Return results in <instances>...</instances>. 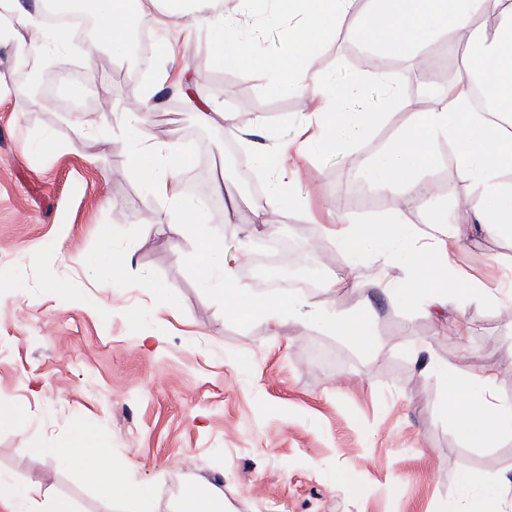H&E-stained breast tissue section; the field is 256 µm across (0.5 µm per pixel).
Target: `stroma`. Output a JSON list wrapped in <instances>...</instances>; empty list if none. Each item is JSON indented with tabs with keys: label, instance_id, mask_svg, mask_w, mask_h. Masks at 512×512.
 I'll return each mask as SVG.
<instances>
[{
	"label": "stroma",
	"instance_id": "obj_1",
	"mask_svg": "<svg viewBox=\"0 0 512 512\" xmlns=\"http://www.w3.org/2000/svg\"><path fill=\"white\" fill-rule=\"evenodd\" d=\"M152 32L135 66L101 30L96 55L79 42L63 52L46 49L38 60L43 74L93 75L52 100L36 83L15 81L16 54L0 48V400L19 412L16 423L0 427V479L48 488L75 512H140L145 505L179 512L190 489L216 493L221 512H265L273 501L287 512H458L465 474L481 512V491L495 476L512 475V437L490 448L463 442L439 410L446 396L440 375L422 371L411 352L463 378L493 365L497 395L512 403V307L461 294L455 307L470 330L459 339L451 318L402 307L385 293L381 280L403 271L373 255L355 284L315 298L323 307L371 309L373 348L308 323L277 339L260 317L225 310L223 283L188 260L196 235L171 243L164 202L128 169L137 133L89 139L74 151L67 144L78 123L107 120L135 88H150L147 134L191 158L207 155V180L224 177L237 196L239 212L228 224L210 192H181L206 231L223 240L213 262L235 267L238 295L246 298L263 290L252 274L261 235L250 224L266 183L260 166L276 165L278 146L302 114L266 74L219 66L221 49L205 31L170 23ZM360 50L336 30L314 66L338 84H358L346 111L383 105L386 123L352 147L301 162L295 179L316 193L285 210L276 231L328 282L349 277L344 255L330 267L321 257L332 244L330 216L357 225L398 211L406 224L429 231L426 211L378 192L361 169L459 74V54L446 39L433 61L386 54L391 67L383 81L360 70ZM171 54L188 74L202 62L216 68L217 82L198 84L193 96L231 113L236 136L225 137L220 124L201 126L180 89L160 82ZM393 87L401 101L390 105ZM71 94L94 95L96 105L67 112ZM433 152L423 183L447 203L475 197L457 177V146L442 140ZM448 217L460 234L464 269L494 280L512 268V237L473 231L464 210ZM116 224L123 227L117 236ZM104 250L116 257L109 288L81 263ZM84 427L122 468L131 497L103 498L80 470L52 456L73 446Z\"/></svg>",
	"mask_w": 512,
	"mask_h": 512
}]
</instances>
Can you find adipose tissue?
Listing matches in <instances>:
<instances>
[{"label":"adipose tissue","mask_w":512,"mask_h":512,"mask_svg":"<svg viewBox=\"0 0 512 512\" xmlns=\"http://www.w3.org/2000/svg\"><path fill=\"white\" fill-rule=\"evenodd\" d=\"M95 16L105 24L113 43H126L138 27L153 24L156 15L142 11L140 0H93ZM286 8L300 25L288 28L287 71L253 51L241 34L239 16L226 15L220 0H159L157 15L171 20L189 18L191 24L206 27L216 42L226 47V67L269 71L276 88L303 98L310 112L321 117L323 130L314 145L319 152L333 153L354 146L386 119L380 109L345 111L343 103L354 86L336 87L331 75L314 69L313 56L319 46L356 9H363L367 22L352 29L353 40L371 43L402 55L426 48L438 33L450 31L463 45L461 77L450 83L437 106L416 114L405 130L370 157L362 175L379 192L417 202L431 212L435 223L448 221V207L432 187L422 185L421 173L433 162L431 146L445 140L458 146L460 179L475 187L479 204L475 219L487 233L512 236V182L503 180L505 168H512V0H240L241 14L261 13L266 8ZM0 12L8 24L1 32L14 35L20 30H42L39 18L25 9L20 0H0ZM46 45L65 50L77 39L75 30L59 27L43 32ZM479 77L489 89L487 111L472 107V77ZM191 165L187 153L171 145L142 139L129 157L128 166L138 178L153 188L157 196L177 210L178 216L166 225L171 241L193 232L196 216L184 210L174 185ZM268 193L256 206L253 221L270 225L275 215L298 207L309 188L287 191L281 177L268 178ZM411 227L394 215L347 230L334 231L337 252L358 269L372 254L394 258L405 271L390 291L403 307L426 304L431 315L447 311L458 293L469 292L489 306L502 302L500 290L479 279H462L451 272L452 244L449 232L435 237L430 248L410 246ZM247 314L261 316L270 335H279L283 326L309 322L319 329L345 337L359 345L371 346L375 330L366 313L327 309L300 297L281 300L259 296L251 300ZM450 388L441 410L448 415L457 435L479 448L492 447L499 438L512 436V404L489 402L498 374L485 368L471 376V395L461 399L455 374L443 370ZM75 448L59 449L58 455L70 466L91 475L100 492L114 499L129 497L131 490L121 470L95 454L88 446L90 435L76 433Z\"/></svg>","instance_id":"adipose-tissue-1"}]
</instances>
